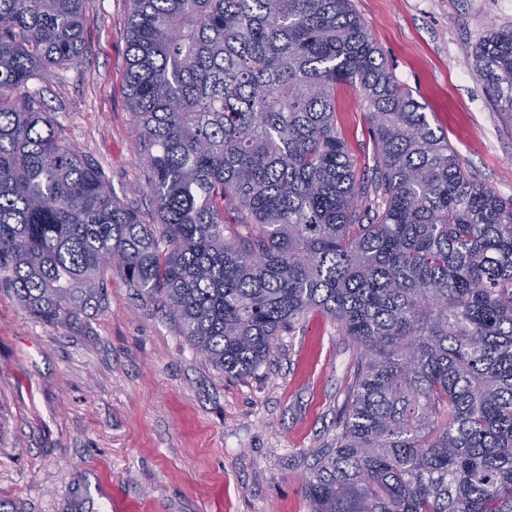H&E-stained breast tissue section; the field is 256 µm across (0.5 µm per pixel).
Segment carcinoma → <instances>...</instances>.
Listing matches in <instances>:
<instances>
[{
    "label": "carcinoma",
    "mask_w": 512,
    "mask_h": 512,
    "mask_svg": "<svg viewBox=\"0 0 512 512\" xmlns=\"http://www.w3.org/2000/svg\"><path fill=\"white\" fill-rule=\"evenodd\" d=\"M85 0H0V285L66 327L119 275L232 376L310 312L357 349L311 512H512V198L477 182L351 0H130L145 222L32 80L84 47ZM512 122V28L472 50ZM368 111L357 181L336 86Z\"/></svg>",
    "instance_id": "carcinoma-1"
}]
</instances>
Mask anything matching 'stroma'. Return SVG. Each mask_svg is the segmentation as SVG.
Segmentation results:
<instances>
[{"label": "stroma", "instance_id": "1", "mask_svg": "<svg viewBox=\"0 0 512 512\" xmlns=\"http://www.w3.org/2000/svg\"><path fill=\"white\" fill-rule=\"evenodd\" d=\"M397 80L474 177L512 197V124L468 48L512 25L506 0H352ZM128 0H86L87 48L32 81L62 135L152 221L124 70ZM336 127L360 180L373 143L354 87ZM356 349L323 314L234 378L208 363L148 296L108 281L93 315L57 327L0 288V501L21 512H310L301 484L333 444Z\"/></svg>", "mask_w": 512, "mask_h": 512}]
</instances>
